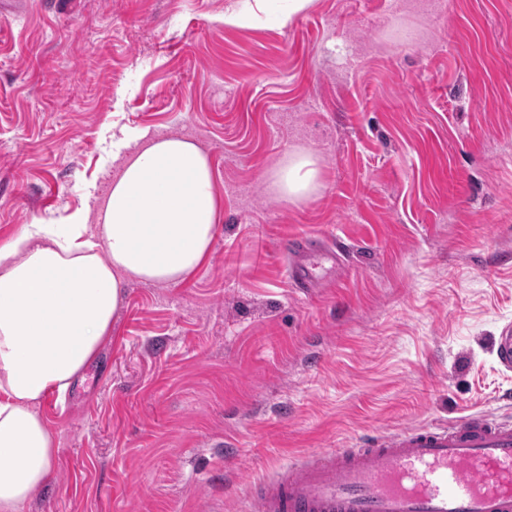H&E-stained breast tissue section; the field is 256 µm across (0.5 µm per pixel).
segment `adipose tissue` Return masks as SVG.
<instances>
[{"label":"adipose tissue","mask_w":512,"mask_h":512,"mask_svg":"<svg viewBox=\"0 0 512 512\" xmlns=\"http://www.w3.org/2000/svg\"><path fill=\"white\" fill-rule=\"evenodd\" d=\"M292 153L271 187L294 203L320 186ZM206 154L180 136L143 137L96 212L37 219L0 244V512H24L54 477V432L38 407L96 359L131 282L174 286L209 258L222 220Z\"/></svg>","instance_id":"obj_1"}]
</instances>
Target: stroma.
Here are the masks:
<instances>
[{"label": "stroma", "instance_id": "1", "mask_svg": "<svg viewBox=\"0 0 512 512\" xmlns=\"http://www.w3.org/2000/svg\"><path fill=\"white\" fill-rule=\"evenodd\" d=\"M249 2L256 21L228 26ZM8 0L0 243L94 224L146 130L206 151L223 217L175 286L134 283L65 402L25 512H254L250 486L322 448L512 420V0ZM316 154L295 204L268 178ZM294 236L342 242L312 294ZM495 356L499 364L507 370L512 369V325L505 324L495 340Z\"/></svg>", "mask_w": 512, "mask_h": 512}]
</instances>
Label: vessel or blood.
Listing matches in <instances>:
<instances>
[{
  "label": "vessel or blood",
  "mask_w": 512,
  "mask_h": 512,
  "mask_svg": "<svg viewBox=\"0 0 512 512\" xmlns=\"http://www.w3.org/2000/svg\"><path fill=\"white\" fill-rule=\"evenodd\" d=\"M288 276L304 291L313 269L337 262L305 237L288 242ZM512 369V325L495 340ZM256 512H512V422L469 416L444 428L422 427L323 448L253 494Z\"/></svg>",
  "instance_id": "vessel-or-blood-1"
}]
</instances>
